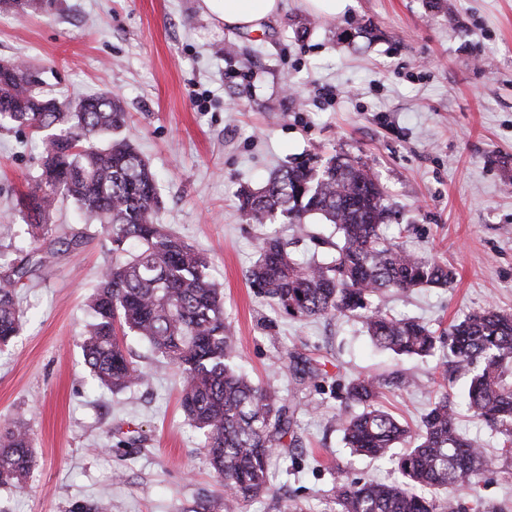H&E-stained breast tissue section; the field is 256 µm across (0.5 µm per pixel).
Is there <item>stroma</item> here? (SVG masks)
Masks as SVG:
<instances>
[{
  "instance_id": "35a3bbf8",
  "label": "stroma",
  "mask_w": 512,
  "mask_h": 512,
  "mask_svg": "<svg viewBox=\"0 0 512 512\" xmlns=\"http://www.w3.org/2000/svg\"><path fill=\"white\" fill-rule=\"evenodd\" d=\"M33 66L49 94L106 91L126 114L131 139L157 175L159 222L209 261L237 339V364L271 383L294 412L299 446L275 458L270 491L237 512H336L339 472L381 483L394 464L351 455L336 420L353 375L387 380L381 401L417 425L439 386L460 400L462 380L442 381L439 358L376 349L361 319L297 321L247 280L256 243L281 237L299 260L334 255L333 225L248 223L242 189L265 186L296 157L361 158L384 185L387 237L448 264L447 287L375 298L447 336L487 306L512 314V0H352L336 18L286 0L259 31H231L199 0H50L26 15L0 12V61ZM43 136L0 129V272L31 242L16 198L43 159ZM51 223L90 238L61 250L19 293L25 323L0 347V425L24 414L35 464L23 487H0V512H224V488L180 407L182 378L137 336L124 339L146 381L98 386L81 349L88 302L109 244L71 202ZM317 365L319 383L296 381L286 364ZM416 387L402 389L398 379ZM460 432L483 441L488 464L465 500L512 512V458L468 413Z\"/></svg>"
}]
</instances>
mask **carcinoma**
<instances>
[{
  "label": "carcinoma",
  "mask_w": 512,
  "mask_h": 512,
  "mask_svg": "<svg viewBox=\"0 0 512 512\" xmlns=\"http://www.w3.org/2000/svg\"><path fill=\"white\" fill-rule=\"evenodd\" d=\"M23 63L0 67V128L18 125L49 131L41 171L20 205L34 226L33 242L0 276V345L22 327L18 290L56 254L50 215L64 199L84 223L112 244L84 336L85 363L105 387L123 390L144 378L127 357L121 337L131 333L152 346L183 380L181 408L201 434L209 463L224 486L226 509L270 491L271 456L295 445L292 417L278 391L254 383L235 364V336L224 322L218 289L207 261L157 223L161 209L155 176L134 144L102 136L120 127L124 113L107 92L58 99L37 89ZM251 224L278 217L302 225L309 216L331 224L339 239L328 262L304 263L287 243L267 237L248 281L297 320L360 316L373 344L397 356H438L444 369L466 382L465 406L512 455V314L492 306L451 325L448 342L413 318H397L371 306L385 291L446 287L448 266L405 250L382 231L389 207L383 186L359 158L333 155L288 165L258 192L242 194ZM384 380L359 376L345 387L337 413L352 452L395 461L398 480L359 484L336 478L341 512H481L458 492L469 489L487 465L480 443L458 431V404L438 392L413 429L377 405ZM359 405L358 413L348 411ZM405 450L397 455L394 449ZM33 463L32 437L23 419L0 428V485L18 486ZM444 493L437 498L436 492Z\"/></svg>",
  "instance_id": "carcinoma-1"
}]
</instances>
